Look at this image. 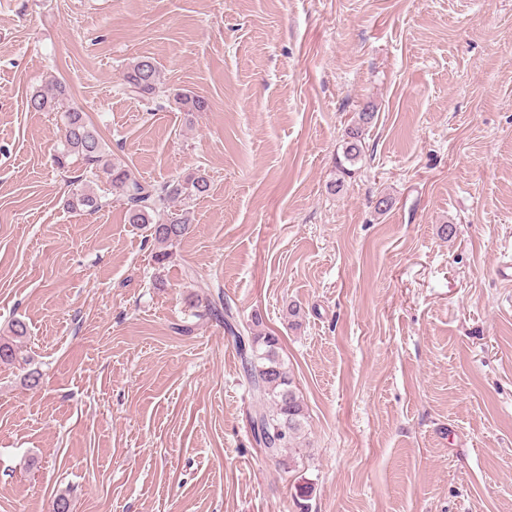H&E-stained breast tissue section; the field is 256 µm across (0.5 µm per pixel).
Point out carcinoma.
I'll return each mask as SVG.
<instances>
[{
	"instance_id": "carcinoma-1",
	"label": "carcinoma",
	"mask_w": 512,
	"mask_h": 512,
	"mask_svg": "<svg viewBox=\"0 0 512 512\" xmlns=\"http://www.w3.org/2000/svg\"><path fill=\"white\" fill-rule=\"evenodd\" d=\"M125 94L148 103L157 102L161 78L154 59L138 56L126 67L123 75ZM66 96L65 86L54 83L47 91L33 92L28 108L34 112H57ZM174 103L184 112H202L207 108L204 98L189 93H175ZM375 113H357L355 124L344 138L343 155L353 163L362 155V128L371 124ZM81 161L84 171L93 177H104L111 195H100L90 190L73 194L67 205L92 210L112 204L116 199L124 205L128 222L149 225L150 236L158 246L173 247L188 234L192 219L187 212L172 213L165 218L154 217L165 212L169 204L178 199L202 197L210 191V180L202 173L152 183L139 179L127 165L108 158L105 143L97 129L84 113L69 108L63 113L62 149L55 157L60 168H66L71 159ZM227 330L238 348L251 397L259 404L252 417L251 434L256 446L277 459L286 449L294 447L306 420L303 399L279 354V337L258 330L260 319L241 327L226 321ZM28 336L27 324L15 319L9 325V335L0 336V363L11 365L19 361V344Z\"/></svg>"
}]
</instances>
